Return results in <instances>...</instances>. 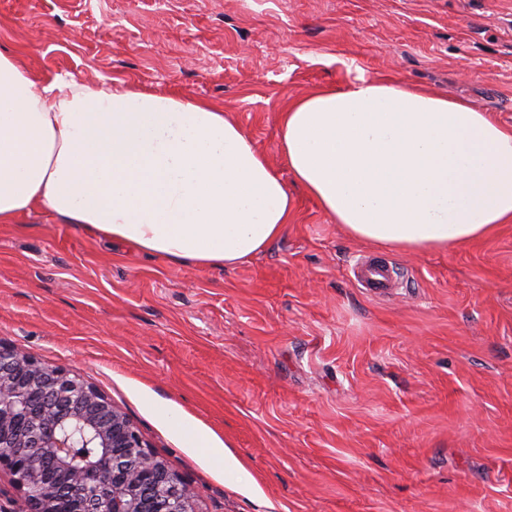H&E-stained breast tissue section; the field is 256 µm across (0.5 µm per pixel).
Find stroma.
Segmentation results:
<instances>
[{
  "label": "stroma",
  "instance_id": "stroma-1",
  "mask_svg": "<svg viewBox=\"0 0 512 512\" xmlns=\"http://www.w3.org/2000/svg\"><path fill=\"white\" fill-rule=\"evenodd\" d=\"M0 52L40 81L211 102L296 200L228 269L39 212L2 224L0 344L96 386L202 512H512V224L448 251L367 244L278 146L288 102L360 76L512 126V0H0ZM365 254L402 288H356ZM173 410L251 486L176 436Z\"/></svg>",
  "mask_w": 512,
  "mask_h": 512
}]
</instances>
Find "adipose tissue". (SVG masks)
Listing matches in <instances>:
<instances>
[{"label":"adipose tissue","mask_w":512,"mask_h":512,"mask_svg":"<svg viewBox=\"0 0 512 512\" xmlns=\"http://www.w3.org/2000/svg\"><path fill=\"white\" fill-rule=\"evenodd\" d=\"M297 183L357 239L448 250L512 224V127L462 101L357 78L283 111ZM293 198L208 102L109 85L37 84L0 53V224L39 211L176 263L228 268L283 233ZM169 427L239 465L188 417Z\"/></svg>","instance_id":"obj_1"}]
</instances>
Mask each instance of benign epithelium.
I'll return each mask as SVG.
<instances>
[{
    "label": "benign epithelium",
    "mask_w": 512,
    "mask_h": 512,
    "mask_svg": "<svg viewBox=\"0 0 512 512\" xmlns=\"http://www.w3.org/2000/svg\"><path fill=\"white\" fill-rule=\"evenodd\" d=\"M0 468L24 512H197L193 488L98 388L1 344Z\"/></svg>",
    "instance_id": "benign-epithelium-1"
}]
</instances>
